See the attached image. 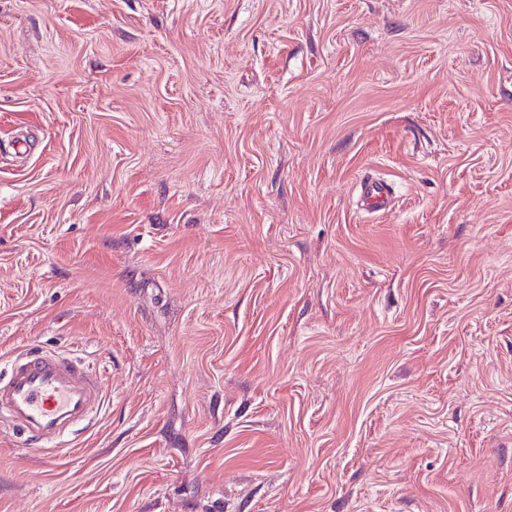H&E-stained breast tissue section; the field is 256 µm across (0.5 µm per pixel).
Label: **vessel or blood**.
Masks as SVG:
<instances>
[{"mask_svg": "<svg viewBox=\"0 0 512 512\" xmlns=\"http://www.w3.org/2000/svg\"><path fill=\"white\" fill-rule=\"evenodd\" d=\"M360 189L366 208L388 206L387 182L367 177ZM101 405L100 385L75 357L23 349L13 356L8 375L0 378V418L38 451L69 436Z\"/></svg>", "mask_w": 512, "mask_h": 512, "instance_id": "obj_1", "label": "vessel or blood"}]
</instances>
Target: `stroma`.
<instances>
[{
    "instance_id": "1",
    "label": "stroma",
    "mask_w": 512,
    "mask_h": 512,
    "mask_svg": "<svg viewBox=\"0 0 512 512\" xmlns=\"http://www.w3.org/2000/svg\"><path fill=\"white\" fill-rule=\"evenodd\" d=\"M30 347L105 402L0 512H512V0H0ZM361 199L366 208L385 209L391 197V185L383 180L364 178L360 184Z\"/></svg>"
}]
</instances>
